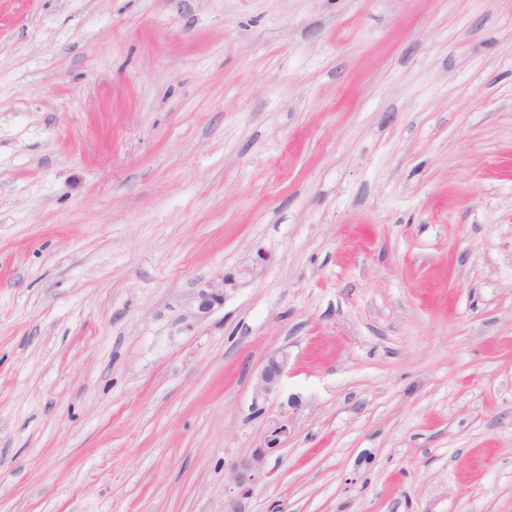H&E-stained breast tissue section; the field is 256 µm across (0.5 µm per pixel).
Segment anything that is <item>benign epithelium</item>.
<instances>
[{
  "label": "benign epithelium",
  "mask_w": 512,
  "mask_h": 512,
  "mask_svg": "<svg viewBox=\"0 0 512 512\" xmlns=\"http://www.w3.org/2000/svg\"><path fill=\"white\" fill-rule=\"evenodd\" d=\"M270 261V256L264 252L259 253L254 264L243 268L239 276H226L219 272L209 279L202 281L187 296L182 305L181 312L174 320L179 333H190L201 323L212 317L218 310L224 308L226 298L236 290L237 278H254ZM288 375V353L280 350L274 352L266 361L257 377L255 384L254 408L263 411L260 402L266 401L272 394L279 391L283 379ZM290 423L285 415L271 417L267 421L263 445L254 450L252 455V468L256 475H262L266 455L282 447L288 439Z\"/></svg>",
  "instance_id": "obj_1"
}]
</instances>
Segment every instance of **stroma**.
Returning a JSON list of instances; mask_svg holds the SVG:
<instances>
[{
	"mask_svg": "<svg viewBox=\"0 0 512 512\" xmlns=\"http://www.w3.org/2000/svg\"><path fill=\"white\" fill-rule=\"evenodd\" d=\"M232 507L512 512V0H0V512ZM237 277L214 274L202 281L187 296L181 312L174 320L178 333H190L201 323L212 317L224 307L226 298L237 288ZM288 375V353L284 350L276 351L266 361L257 377L255 384L254 408L262 412L259 401H266L272 394L279 391L283 379ZM289 432L290 423L287 416L280 414L268 419L263 445L256 448L252 455V468L257 476L263 473L262 469L266 455L277 448H281L284 441L288 439Z\"/></svg>",
	"mask_w": 512,
	"mask_h": 512,
	"instance_id": "35a3bbf8",
	"label": "stroma"
}]
</instances>
